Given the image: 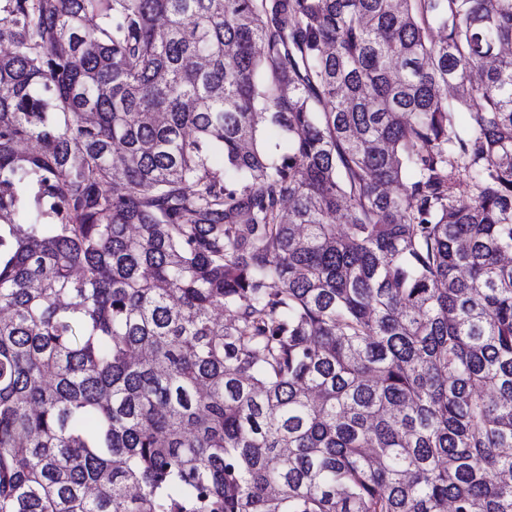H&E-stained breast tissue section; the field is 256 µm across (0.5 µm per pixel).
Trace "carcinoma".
<instances>
[{
    "label": "carcinoma",
    "mask_w": 512,
    "mask_h": 512,
    "mask_svg": "<svg viewBox=\"0 0 512 512\" xmlns=\"http://www.w3.org/2000/svg\"><path fill=\"white\" fill-rule=\"evenodd\" d=\"M4 44L0 512H512V0Z\"/></svg>",
    "instance_id": "1"
}]
</instances>
